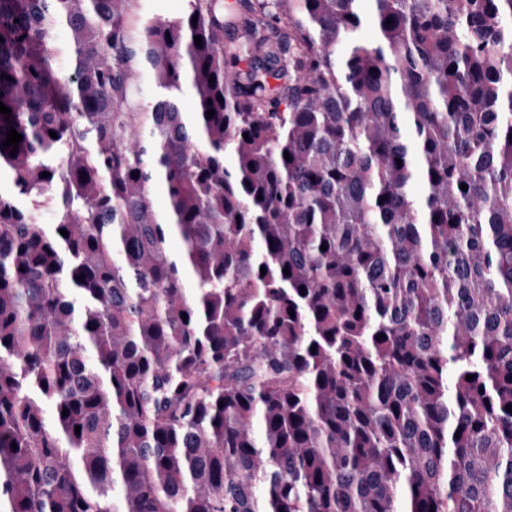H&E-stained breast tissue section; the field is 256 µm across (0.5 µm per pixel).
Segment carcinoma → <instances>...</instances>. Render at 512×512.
I'll return each instance as SVG.
<instances>
[{
    "label": "carcinoma",
    "mask_w": 512,
    "mask_h": 512,
    "mask_svg": "<svg viewBox=\"0 0 512 512\" xmlns=\"http://www.w3.org/2000/svg\"><path fill=\"white\" fill-rule=\"evenodd\" d=\"M0 37V512H512V0Z\"/></svg>",
    "instance_id": "1"
}]
</instances>
